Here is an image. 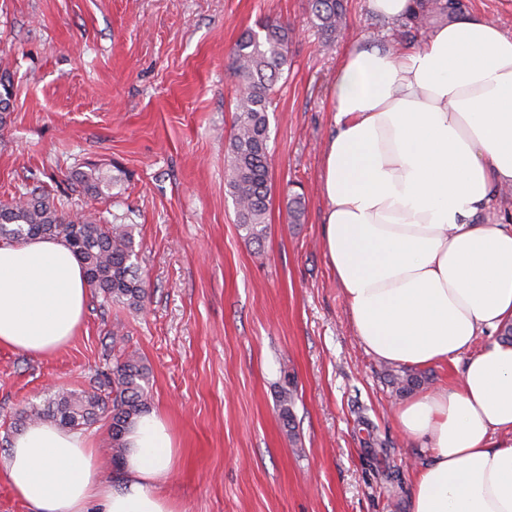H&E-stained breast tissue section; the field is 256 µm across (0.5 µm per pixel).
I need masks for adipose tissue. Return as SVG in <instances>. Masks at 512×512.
I'll list each match as a JSON object with an SVG mask.
<instances>
[{
	"label": "adipose tissue",
	"instance_id": "obj_1",
	"mask_svg": "<svg viewBox=\"0 0 512 512\" xmlns=\"http://www.w3.org/2000/svg\"><path fill=\"white\" fill-rule=\"evenodd\" d=\"M336 132L322 149L323 245L368 353L390 364H461L460 381L401 405L397 422L430 448L409 512H512V345L477 336L512 323V225L479 224L512 185V37L453 14L405 49L358 44L332 86ZM61 241L0 244V346L54 352L87 302ZM118 484L80 432L45 420L0 465L32 512H177L159 486L176 449L155 411L125 433Z\"/></svg>",
	"mask_w": 512,
	"mask_h": 512
}]
</instances>
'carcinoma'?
I'll return each mask as SVG.
<instances>
[{"label": "carcinoma", "mask_w": 512, "mask_h": 512, "mask_svg": "<svg viewBox=\"0 0 512 512\" xmlns=\"http://www.w3.org/2000/svg\"><path fill=\"white\" fill-rule=\"evenodd\" d=\"M346 7L344 0H310L309 21L317 28L323 46L330 48L339 36ZM291 29L275 20L245 29L233 50L232 72L238 85L232 131L224 159L228 189L237 209L238 229L247 242L261 245L267 234L271 182L269 173V118L278 82L288 69ZM10 80L0 76V125L10 111ZM75 183L97 196L110 188L104 177L77 171ZM305 212L304 194L294 192L288 199L290 223L299 224ZM137 225L123 218L71 215L59 209L50 195L36 189L22 197L0 202V243H20L47 237L66 244L81 263L87 286L107 301L139 309L145 300L143 282L133 274ZM147 367L129 356L107 376L109 392L56 393L47 406H30L23 411L29 420L51 418L73 430H81L105 415L110 419L112 464L120 469L124 456L123 437L128 425L147 408L145 388ZM396 392L404 394L419 385L411 374L392 376Z\"/></svg>", "instance_id": "obj_1"}]
</instances>
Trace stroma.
Here are the masks:
<instances>
[{
	"label": "stroma",
	"instance_id": "obj_1",
	"mask_svg": "<svg viewBox=\"0 0 512 512\" xmlns=\"http://www.w3.org/2000/svg\"><path fill=\"white\" fill-rule=\"evenodd\" d=\"M266 19L290 25L292 43L269 112L273 188L258 251L237 227L224 153L232 48ZM370 42L421 39L366 0H347L328 53L308 0H0V75L12 83L0 201L38 187L66 212L126 217L147 291L138 310L89 295L54 353L0 347V458L23 409L60 389L100 391L134 355L148 368V406L175 438L162 489L178 512H408L428 452L398 427L394 367L356 336L322 236L336 68ZM89 167L114 178L109 195L73 188L72 173ZM291 191L305 198L298 224Z\"/></svg>",
	"mask_w": 512,
	"mask_h": 512
}]
</instances>
